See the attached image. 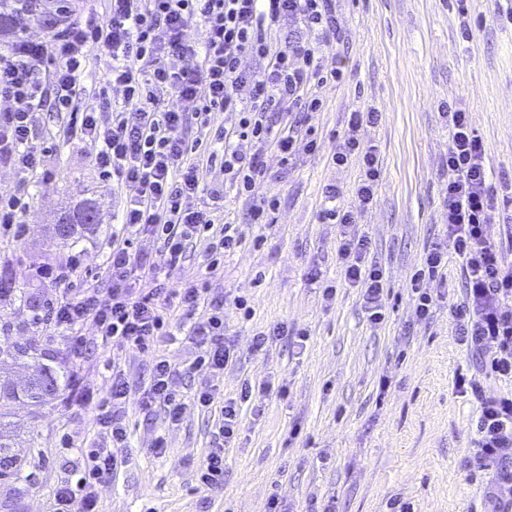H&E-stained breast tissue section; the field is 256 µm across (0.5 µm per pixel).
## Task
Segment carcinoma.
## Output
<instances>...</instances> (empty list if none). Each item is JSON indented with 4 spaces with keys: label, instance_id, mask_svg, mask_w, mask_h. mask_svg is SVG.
<instances>
[{
    "label": "carcinoma",
    "instance_id": "1",
    "mask_svg": "<svg viewBox=\"0 0 512 512\" xmlns=\"http://www.w3.org/2000/svg\"><path fill=\"white\" fill-rule=\"evenodd\" d=\"M27 13L26 0H0V38L18 37L24 30ZM93 209L92 202L79 204L61 223L53 225L54 235L78 243L85 232L92 229V225L86 223V216ZM5 279L6 274L0 273V296L13 297L15 313L25 312L30 305L26 293L17 294L11 288L2 287ZM17 365L31 368L39 376V383L33 390L17 391L10 383L0 382V482L17 481L23 474L24 459L13 451V436L18 426L14 421V405H26L34 414L52 404L72 383L71 374L63 366L54 364V357L37 343L14 342L0 347V367Z\"/></svg>",
    "mask_w": 512,
    "mask_h": 512
}]
</instances>
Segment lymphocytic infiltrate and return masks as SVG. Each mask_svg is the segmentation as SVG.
I'll use <instances>...</instances> for the list:
<instances>
[{"label":"lymphocytic infiltrate","mask_w":512,"mask_h":512,"mask_svg":"<svg viewBox=\"0 0 512 512\" xmlns=\"http://www.w3.org/2000/svg\"><path fill=\"white\" fill-rule=\"evenodd\" d=\"M106 19L74 17L70 10L55 12L49 39L23 35L0 50V164L21 173L36 172L42 152L31 144L34 114L46 91L42 78L52 70L57 89L53 108L71 112L64 139H78L94 149L100 177L126 190L130 199L120 228L113 230L107 257L106 289L87 287L63 292L41 307L51 324L65 333L74 356L85 350L83 330L94 327L103 340L152 353L151 379L142 392L140 407L163 408L169 423L181 421L184 396L170 361L156 351L171 325L170 302L178 300L182 331L198 354L195 365L223 371L234 359L224 337V304H206L202 279L169 287L168 276L180 267L189 244L206 248L204 273L217 272L226 255L242 243L237 225L217 223L211 207L196 198L209 166L218 164L225 180L252 198L250 221L276 220L277 198L256 196L267 151L281 158L292 155L296 126L284 117L317 111L313 87L338 78L335 57L318 45L299 41L281 44L271 38L273 25L288 19L310 31H332L336 15L332 0H109ZM202 22L204 40L188 34ZM101 50L110 66L107 83L118 88L121 107L109 112L89 107L75 113L71 107L89 54ZM182 59V67L167 66V57ZM258 60L255 69L243 67V58ZM196 105L200 130L211 115L223 113L224 127L215 138L223 155L209 153L205 163L189 161L196 144L177 134L183 112L165 105L164 96ZM448 233L433 243L420 269L412 274L409 290L418 319H428L434 300L428 280L444 277L449 255L463 262L464 299L451 307L457 337L471 349L482 370L512 381V266L504 248L488 228L495 221L485 149L469 112L449 105ZM381 118L374 109L355 111L335 152L333 164L357 162L360 172L355 199L349 206L323 208L322 223L340 227L338 258L346 281L357 284L372 322L384 321L389 294L385 273L366 263L369 242L357 231L359 218L374 201L381 178L376 147L364 145L360 129ZM249 142L251 152L240 149ZM147 233L161 244L155 258L134 246ZM459 392L471 395L479 406L474 462L489 473L484 504L487 512H502L505 495H512V393L490 394L475 376L458 374ZM130 393L124 374L112 375L110 395L98 407L97 424L103 444L82 451L70 475L55 491L56 512H99L97 486L111 481L121 461L120 448L128 434L123 407Z\"/></svg>","instance_id":"obj_1"}]
</instances>
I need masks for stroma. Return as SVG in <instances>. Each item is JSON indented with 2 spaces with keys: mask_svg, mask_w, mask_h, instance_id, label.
<instances>
[{
  "mask_svg": "<svg viewBox=\"0 0 512 512\" xmlns=\"http://www.w3.org/2000/svg\"><path fill=\"white\" fill-rule=\"evenodd\" d=\"M340 35H317L293 22L272 28L278 41L321 42L334 53L339 81L319 88L320 111L307 127L322 143L319 152L297 146L289 163L266 156L259 192L275 194V223L249 221V198L225 182L223 172L206 177L219 191L220 222L239 225L243 242L225 256L223 270L208 280L210 297L245 296L253 309L243 319L224 307V329L235 359L223 373L193 367L197 348L182 333L161 337L157 349L180 372L186 396L210 386L217 398H232L242 379L269 381L270 390L244 405L240 436L219 435V408L186 404L180 424L168 425L163 410L144 413L139 398L150 378L152 357L104 343L86 328L87 352L73 360L69 340L52 326L15 315L0 303V345L34 341L47 348L76 379L38 415L18 407L16 448L28 458L31 481L0 483V512H52L65 461L99 446L95 401L107 395L113 370L131 384L124 416L129 432L125 462L111 483L98 489L100 512H261L271 495L302 512L307 500L335 499L336 512H387L389 500L410 502L414 512H481L486 475L470 466L479 408L454 386L457 373H474V357L456 339L449 306L462 299V262L448 257V277L431 283L435 307L418 320L407 288L424 253L446 231L448 120L445 103L463 107L485 148L492 188L512 180V0H333ZM107 56L91 55L74 100L84 108L105 95ZM373 108L382 118L363 127L365 144L376 145L382 175L376 200L360 218L369 240L367 259L381 265L390 287L386 318H368L360 289L350 286L337 259L339 233L318 219L325 188L336 185L341 203L353 200L356 166L334 167L330 158L350 112ZM68 113L37 112L31 143L44 151L37 172L0 167V194L29 200L21 236H0V266L16 290L41 301L64 288L104 285L105 245L124 205L120 193L94 166L92 146L60 142ZM94 200L100 222L75 247L52 240L51 224L77 202ZM319 269L336 287L325 301L308 279ZM304 328L307 341L274 340L266 351L251 348L254 333L278 324ZM391 388L380 394V379ZM298 436H291L293 426ZM165 435V454L151 450ZM42 456L28 457L30 444ZM224 451V483L200 489L194 474L213 449Z\"/></svg>",
  "mask_w": 512,
  "mask_h": 512,
  "instance_id": "obj_1",
  "label": "stroma"
}]
</instances>
